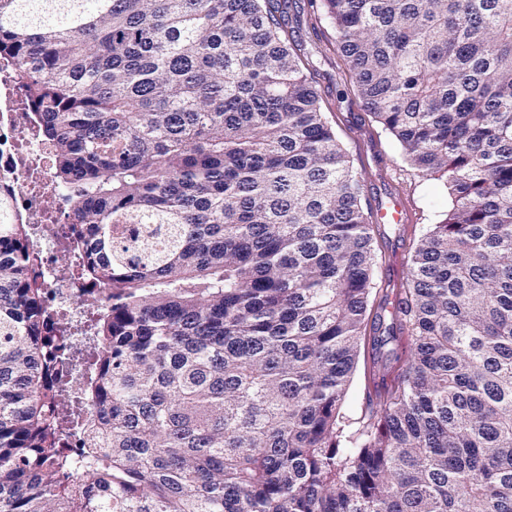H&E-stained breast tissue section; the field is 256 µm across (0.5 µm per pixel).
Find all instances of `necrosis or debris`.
<instances>
[{
	"label": "necrosis or debris",
	"mask_w": 512,
	"mask_h": 512,
	"mask_svg": "<svg viewBox=\"0 0 512 512\" xmlns=\"http://www.w3.org/2000/svg\"><path fill=\"white\" fill-rule=\"evenodd\" d=\"M50 155L49 145L30 122L23 79L16 73L0 75V177L12 184L26 222L40 230L38 263L48 281L50 305L67 311L75 323L84 315L82 299L91 289L64 269L65 264H78L81 257L62 252L63 240L72 230L66 221L68 202L54 208L47 203L53 186Z\"/></svg>",
	"instance_id": "obj_1"
}]
</instances>
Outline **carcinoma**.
<instances>
[{
	"label": "carcinoma",
	"mask_w": 512,
	"mask_h": 512,
	"mask_svg": "<svg viewBox=\"0 0 512 512\" xmlns=\"http://www.w3.org/2000/svg\"><path fill=\"white\" fill-rule=\"evenodd\" d=\"M295 3L0 0V67L108 289L70 379L0 183V512H512V0H309L452 195L372 310L362 184ZM129 224L157 225L137 256ZM404 340L347 416L361 344Z\"/></svg>",
	"instance_id": "1"
}]
</instances>
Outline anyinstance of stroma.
<instances>
[{
  "label": "stroma",
  "mask_w": 512,
  "mask_h": 512,
  "mask_svg": "<svg viewBox=\"0 0 512 512\" xmlns=\"http://www.w3.org/2000/svg\"><path fill=\"white\" fill-rule=\"evenodd\" d=\"M290 25L294 39L304 48L308 74L325 115L362 182V205L374 217L378 285L401 288L418 237L452 206L449 188L445 180L419 178L402 163L395 139L382 130L359 98L332 25L310 8L308 0H298ZM396 205L409 211L408 221L380 219L382 210ZM373 382L372 351L365 348L344 403L349 416H360L374 393Z\"/></svg>",
  "instance_id": "1"
}]
</instances>
